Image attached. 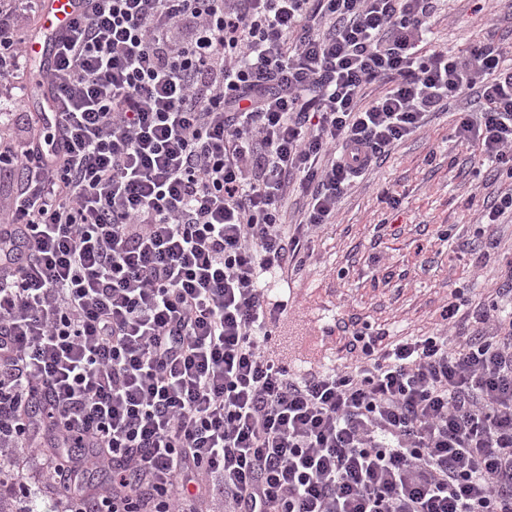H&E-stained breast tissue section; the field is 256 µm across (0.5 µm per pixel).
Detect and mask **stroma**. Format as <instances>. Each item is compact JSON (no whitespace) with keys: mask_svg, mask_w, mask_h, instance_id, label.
<instances>
[{"mask_svg":"<svg viewBox=\"0 0 512 512\" xmlns=\"http://www.w3.org/2000/svg\"><path fill=\"white\" fill-rule=\"evenodd\" d=\"M493 18L471 0H435L432 49L456 53L491 40L512 43V0H493ZM463 105L441 104L427 124L352 184L335 223L318 234L314 253L289 276L293 299L276 357L305 366L344 357L334 320L369 322L392 336L431 332L451 291L464 288L485 304L491 288L512 279V215L482 237V259L461 252L473 240L476 207L501 189L476 175L478 151L456 143L452 130ZM393 196L397 207L385 199Z\"/></svg>","mask_w":512,"mask_h":512,"instance_id":"1","label":"stroma"}]
</instances>
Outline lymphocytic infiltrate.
<instances>
[{
  "label": "lymphocytic infiltrate",
  "mask_w": 512,
  "mask_h": 512,
  "mask_svg": "<svg viewBox=\"0 0 512 512\" xmlns=\"http://www.w3.org/2000/svg\"><path fill=\"white\" fill-rule=\"evenodd\" d=\"M432 0H81L53 121L0 141V466L65 512H512V289L436 333L343 324L337 366L267 345L347 188L453 136L512 180V46L424 53ZM0 19V83L27 66ZM383 84L375 98L369 86ZM303 199L285 221L289 193ZM110 466L94 499L88 465Z\"/></svg>",
  "instance_id": "f902f5d3"
}]
</instances>
